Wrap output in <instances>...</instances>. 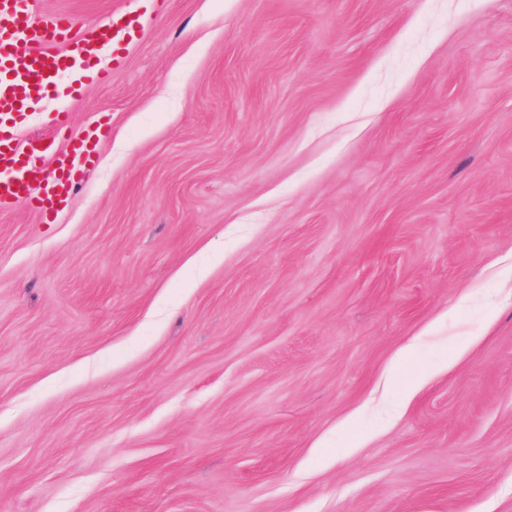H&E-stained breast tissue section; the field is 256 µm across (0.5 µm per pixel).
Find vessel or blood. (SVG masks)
Returning a JSON list of instances; mask_svg holds the SVG:
<instances>
[{"instance_id":"b4317fda","label":"vessel or blood","mask_w":512,"mask_h":512,"mask_svg":"<svg viewBox=\"0 0 512 512\" xmlns=\"http://www.w3.org/2000/svg\"><path fill=\"white\" fill-rule=\"evenodd\" d=\"M168 0H134L76 31L73 18L49 13L44 0H0V203L35 209L65 203L75 187L77 165L94 136H73L67 151L48 152L39 140L17 141L28 108L45 97L62 101L57 126H67L66 101L85 87L107 83L126 59L146 22L162 15Z\"/></svg>"}]
</instances>
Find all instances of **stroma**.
<instances>
[{
	"mask_svg": "<svg viewBox=\"0 0 512 512\" xmlns=\"http://www.w3.org/2000/svg\"><path fill=\"white\" fill-rule=\"evenodd\" d=\"M55 106L103 135L0 208V512H512V0H170Z\"/></svg>",
	"mask_w": 512,
	"mask_h": 512,
	"instance_id": "stroma-1",
	"label": "stroma"
}]
</instances>
